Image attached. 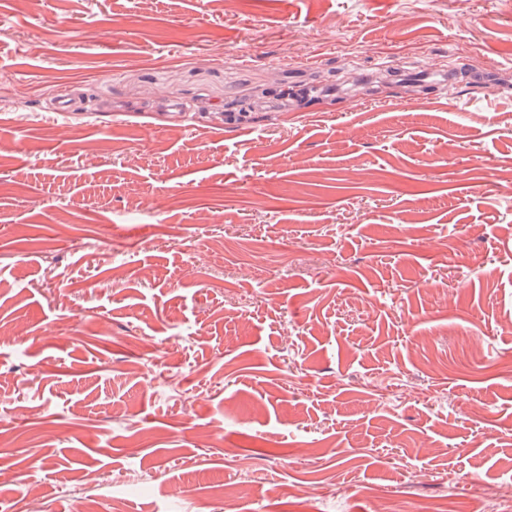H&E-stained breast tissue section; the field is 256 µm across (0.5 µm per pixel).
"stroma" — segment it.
Listing matches in <instances>:
<instances>
[{
	"label": "stroma",
	"mask_w": 512,
	"mask_h": 512,
	"mask_svg": "<svg viewBox=\"0 0 512 512\" xmlns=\"http://www.w3.org/2000/svg\"><path fill=\"white\" fill-rule=\"evenodd\" d=\"M0 78V512L512 505V0H0Z\"/></svg>",
	"instance_id": "obj_1"
}]
</instances>
